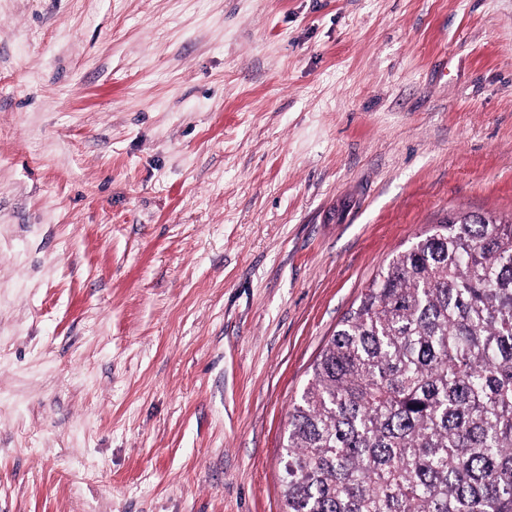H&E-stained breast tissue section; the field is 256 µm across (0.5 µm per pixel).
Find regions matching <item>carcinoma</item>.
<instances>
[{
    "label": "carcinoma",
    "instance_id": "carcinoma-1",
    "mask_svg": "<svg viewBox=\"0 0 512 512\" xmlns=\"http://www.w3.org/2000/svg\"><path fill=\"white\" fill-rule=\"evenodd\" d=\"M283 450L286 512H512V220L453 213L392 257Z\"/></svg>",
    "mask_w": 512,
    "mask_h": 512
}]
</instances>
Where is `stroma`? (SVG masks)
<instances>
[{
	"instance_id": "1",
	"label": "stroma",
	"mask_w": 512,
	"mask_h": 512,
	"mask_svg": "<svg viewBox=\"0 0 512 512\" xmlns=\"http://www.w3.org/2000/svg\"><path fill=\"white\" fill-rule=\"evenodd\" d=\"M456 211L512 217V0H0V512H284L314 361Z\"/></svg>"
}]
</instances>
